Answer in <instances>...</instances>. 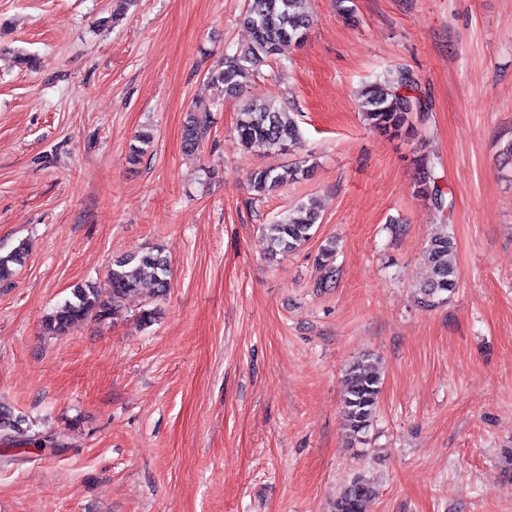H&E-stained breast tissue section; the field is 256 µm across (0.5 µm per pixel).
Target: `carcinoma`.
<instances>
[{
    "label": "carcinoma",
    "mask_w": 512,
    "mask_h": 512,
    "mask_svg": "<svg viewBox=\"0 0 512 512\" xmlns=\"http://www.w3.org/2000/svg\"><path fill=\"white\" fill-rule=\"evenodd\" d=\"M243 22L252 33V42L240 53L224 58L217 69L210 72L208 83L219 95H232L241 91L244 79L252 67L264 59L279 55L286 44L304 43L312 23L308 0H249ZM417 83L407 69L399 68L386 74L383 81L363 87L362 113L368 125L388 138H401L413 130V114L428 111L427 102L416 94ZM211 105L199 103L187 113L183 125V145L188 151L196 150L206 138L210 124ZM237 136L246 148L255 143L267 145L282 154L288 151V142L298 134V126L288 108L273 101L249 102L239 112ZM153 134L144 130L135 136L127 160L135 165L147 154ZM420 171L417 193L433 202L439 211L447 208L445 193L438 184L437 162L428 154L414 159ZM307 174L300 165L259 167L250 172L249 187L257 197L277 191L288 179L298 180ZM319 215L312 205L299 204L292 213L274 224L262 225L273 255H287L302 248L316 233ZM455 248L453 234L443 231L434 237L424 252L428 267L426 279L419 284L420 303L432 307L448 300L458 286V269L450 255ZM28 251L19 243L9 253L0 255V283L8 281L17 268L26 264ZM317 263L323 271L318 287L324 288L336 280V246L330 242L323 246ZM171 266L159 246L143 252L126 254L112 263L105 282L84 283L71 291L70 298L57 306L47 318L46 329L53 334H65L72 327L91 320L98 323L121 315L127 300L138 294L145 281L154 285L160 297L169 288ZM380 374L365 354L348 365L345 371L343 409L347 418L350 438L362 441L373 424L381 392ZM29 431L22 415L0 411V434L6 439L24 435ZM376 489L364 477H355L345 483L333 512H366L367 504Z\"/></svg>",
    "instance_id": "carcinoma-1"
}]
</instances>
